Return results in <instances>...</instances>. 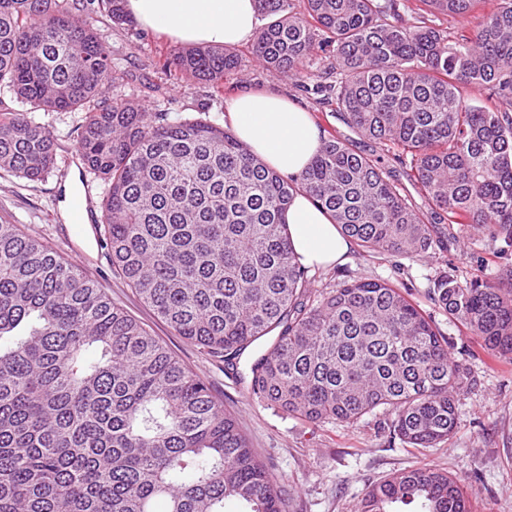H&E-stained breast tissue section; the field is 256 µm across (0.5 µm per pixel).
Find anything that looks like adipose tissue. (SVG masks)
<instances>
[{
	"instance_id": "ef3b65f1",
	"label": "adipose tissue",
	"mask_w": 512,
	"mask_h": 512,
	"mask_svg": "<svg viewBox=\"0 0 512 512\" xmlns=\"http://www.w3.org/2000/svg\"><path fill=\"white\" fill-rule=\"evenodd\" d=\"M143 30L185 46H236L253 38L256 0H126ZM224 122L253 155L288 178L300 176L326 138L312 113L272 90L240 91L225 104ZM285 222L298 262L311 269L343 263L352 247L306 194L293 198Z\"/></svg>"
}]
</instances>
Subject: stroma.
I'll use <instances>...</instances> for the list:
<instances>
[{"instance_id": "1", "label": "stroma", "mask_w": 512, "mask_h": 512, "mask_svg": "<svg viewBox=\"0 0 512 512\" xmlns=\"http://www.w3.org/2000/svg\"><path fill=\"white\" fill-rule=\"evenodd\" d=\"M107 29L122 91L151 102L155 94L170 101L171 118L205 114L215 124L224 122V101L243 89H268L296 99L328 133L346 139L362 154L381 155L376 141L356 134L337 115L334 104L311 92V85L333 82L326 62L316 60L302 71L301 79L277 77L253 59L249 44L238 47L241 66L233 79L217 92L211 85L191 81L174 83L161 69L165 54L174 44L164 35L137 26L114 25ZM56 144L55 165L44 178L30 181L0 171V222L20 225L79 267L112 302L123 308L155 336L182 364L192 370L238 419L252 451L262 458L281 486L286 512H359L361 503L376 483L425 463L461 480L472 512H512V362L496 360L480 351L470 333L425 296L430 279L444 263H451L459 280L475 275L496 277L499 265L491 261L488 238L467 225L451 228L458 238L447 256L427 255L369 257L350 251L346 263L310 271L313 289L334 287L344 280L382 279L410 285L411 294L432 316L440 331L455 346L474 352L469 367L475 379L462 396L456 428L449 440L425 452L406 447L392 437L382 412L364 416L356 424L329 421L313 424L289 415L251 391L250 365L267 353L274 336L249 346L238 358L236 370L224 367L222 358L177 335L159 320L112 265V253L101 244L97 226L85 224L82 233L72 231L60 208L65 183H72L78 197L88 198L94 212H102L103 188L83 183L78 144L73 129L77 114L52 112L42 115Z\"/></svg>"}]
</instances>
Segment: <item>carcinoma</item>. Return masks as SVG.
I'll return each mask as SVG.
<instances>
[{
  "mask_svg": "<svg viewBox=\"0 0 512 512\" xmlns=\"http://www.w3.org/2000/svg\"><path fill=\"white\" fill-rule=\"evenodd\" d=\"M98 2L115 25L123 0ZM257 0L270 22L251 54L298 77L320 55L336 81L316 86L358 134L409 170L420 214L382 159L331 135L288 179L214 123L168 119L156 100L115 87L107 34L68 0H0V170L38 180L55 140L37 113L82 114L86 173L105 185L114 266L161 321L232 369L252 392L309 423L354 424L377 409L412 448L448 440L471 389L466 354L389 281L309 288L284 216L307 194L368 255L446 251L438 224H466L512 255V0L472 35L452 30L476 0ZM241 64L227 46L174 49L162 70L220 87ZM487 104L468 105L472 90ZM17 107L8 106L3 96ZM426 297L484 349L512 360V267L462 283L450 268ZM285 512L276 479L205 383L78 267L0 223V512ZM471 512L456 478L420 466L376 485L361 512Z\"/></svg>",
  "mask_w": 512,
  "mask_h": 512,
  "instance_id": "cac0c4a2",
  "label": "carcinoma"
}]
</instances>
